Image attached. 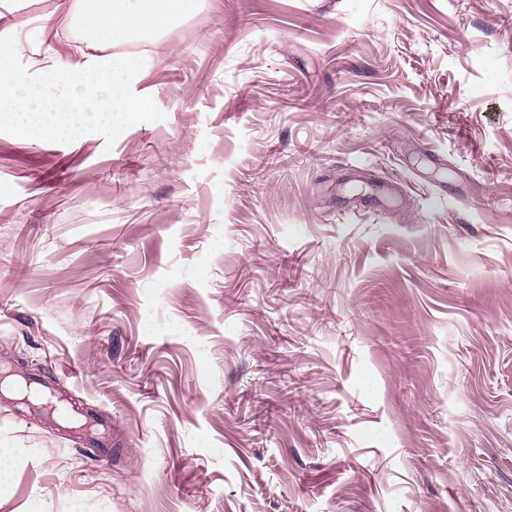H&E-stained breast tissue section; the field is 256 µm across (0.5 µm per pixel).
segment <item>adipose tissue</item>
Wrapping results in <instances>:
<instances>
[{
	"mask_svg": "<svg viewBox=\"0 0 512 512\" xmlns=\"http://www.w3.org/2000/svg\"><path fill=\"white\" fill-rule=\"evenodd\" d=\"M187 0H95L80 15L87 40L111 37L121 43L135 33H148L176 17Z\"/></svg>",
	"mask_w": 512,
	"mask_h": 512,
	"instance_id": "obj_1",
	"label": "adipose tissue"
}]
</instances>
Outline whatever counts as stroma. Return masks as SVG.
Masks as SVG:
<instances>
[{"label": "stroma", "mask_w": 512, "mask_h": 512, "mask_svg": "<svg viewBox=\"0 0 512 512\" xmlns=\"http://www.w3.org/2000/svg\"><path fill=\"white\" fill-rule=\"evenodd\" d=\"M0 0L24 66L112 54ZM164 118L0 133V512H512V0H198ZM395 200L371 205L373 185ZM28 387L40 395L41 399L45 402H49L54 405L55 410L59 413L61 417L67 420H71L75 418V414L72 413L68 408L64 406H60L58 402L59 399H56L55 389L49 383L45 381L39 380H28Z\"/></svg>", "instance_id": "35a3bbf8"}]
</instances>
